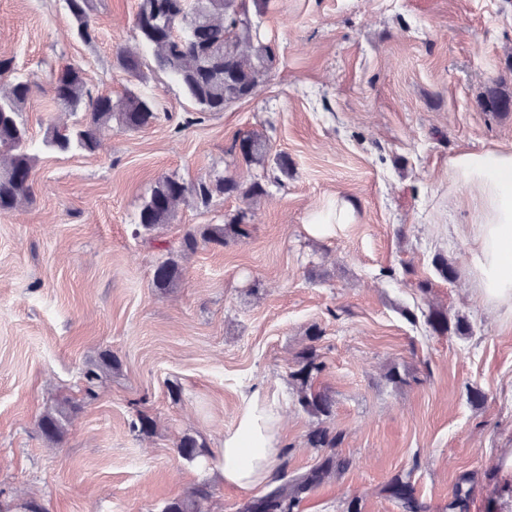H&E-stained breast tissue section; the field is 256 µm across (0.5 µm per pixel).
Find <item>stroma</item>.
Listing matches in <instances>:
<instances>
[{"label":"stroma","instance_id":"35a3bbf8","mask_svg":"<svg viewBox=\"0 0 512 512\" xmlns=\"http://www.w3.org/2000/svg\"><path fill=\"white\" fill-rule=\"evenodd\" d=\"M136 8L97 0L85 42L64 0H0V56L33 84L21 120L38 156L32 203L0 212V500L161 512L205 482L206 512H239L318 459L308 434L321 422L297 404L290 377L313 344L325 364L316 385L334 400L323 423L343 433L337 453L349 467L307 493L300 512H346L353 501L401 512L383 492L399 472L428 512H442L464 478L467 512H512V309L483 304L469 242L452 230L467 210L448 202L457 148L512 143V117L480 102L495 80L512 92V0H269L254 18L277 54L266 83L206 113L151 54L146 84L116 68V45L138 46ZM70 63L93 94L152 95L162 119L112 132L91 154L45 148L47 126L82 118L51 99ZM247 131L292 162L285 175L268 165L269 196L184 205L174 223L138 234L157 177L250 178L230 152ZM340 200L347 221L312 232L316 210ZM241 211L249 238L181 252L188 226ZM438 252L455 261L454 283L436 279ZM168 257L182 276L161 290L153 271ZM431 303L466 317L473 334L435 336L406 320ZM105 352L117 364L87 396L83 373ZM393 366L406 384L388 380ZM260 385L277 398L287 464L268 486H227L216 457L201 467L177 454L186 434L216 448L242 393ZM472 389L484 402L470 403ZM67 404L78 411L48 443L38 420ZM141 411L155 427L138 436L129 424Z\"/></svg>","mask_w":512,"mask_h":512}]
</instances>
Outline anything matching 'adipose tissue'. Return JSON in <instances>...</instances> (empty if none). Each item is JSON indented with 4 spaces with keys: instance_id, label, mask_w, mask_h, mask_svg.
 Instances as JSON below:
<instances>
[{
    "instance_id": "1",
    "label": "adipose tissue",
    "mask_w": 512,
    "mask_h": 512,
    "mask_svg": "<svg viewBox=\"0 0 512 512\" xmlns=\"http://www.w3.org/2000/svg\"><path fill=\"white\" fill-rule=\"evenodd\" d=\"M464 192L472 221L457 234L471 242L472 270L491 307L512 308V145L460 150L448 159V192ZM274 394L259 386L241 396L235 426L215 453L225 484L249 490L270 479L280 455Z\"/></svg>"
}]
</instances>
